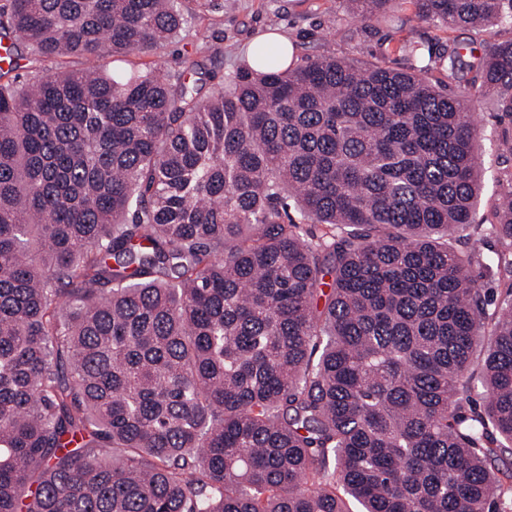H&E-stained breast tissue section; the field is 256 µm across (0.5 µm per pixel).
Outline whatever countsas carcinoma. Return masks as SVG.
<instances>
[{
	"label": "carcinoma",
	"mask_w": 512,
	"mask_h": 512,
	"mask_svg": "<svg viewBox=\"0 0 512 512\" xmlns=\"http://www.w3.org/2000/svg\"><path fill=\"white\" fill-rule=\"evenodd\" d=\"M413 3L512 25V0ZM187 24L179 0H0L10 56L85 63L0 84V512H512V181L494 255L457 246L512 41L411 72L263 42L204 98L195 60L103 69Z\"/></svg>",
	"instance_id": "1"
}]
</instances>
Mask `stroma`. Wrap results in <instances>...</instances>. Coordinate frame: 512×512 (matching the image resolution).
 Masks as SVG:
<instances>
[{
    "label": "stroma",
    "mask_w": 512,
    "mask_h": 512,
    "mask_svg": "<svg viewBox=\"0 0 512 512\" xmlns=\"http://www.w3.org/2000/svg\"><path fill=\"white\" fill-rule=\"evenodd\" d=\"M222 9L201 10L196 0H183L188 24L185 33L164 49L134 52L108 64L117 75L145 72L156 67L174 68L183 60L197 58L199 37L218 47L217 57L206 61L209 73L221 77L242 65L246 48L266 34H284L294 44L298 59L329 54L365 64H381L410 71L417 62L398 52L406 34H414L424 45L441 47L452 42L466 44L474 38L467 29H448L418 21L411 0H392V23L350 22L342 0H223ZM480 145L483 191L478 218H485L503 179L512 174V124L500 122L491 104L476 105L472 117Z\"/></svg>",
    "instance_id": "35a3bbf8"
}]
</instances>
